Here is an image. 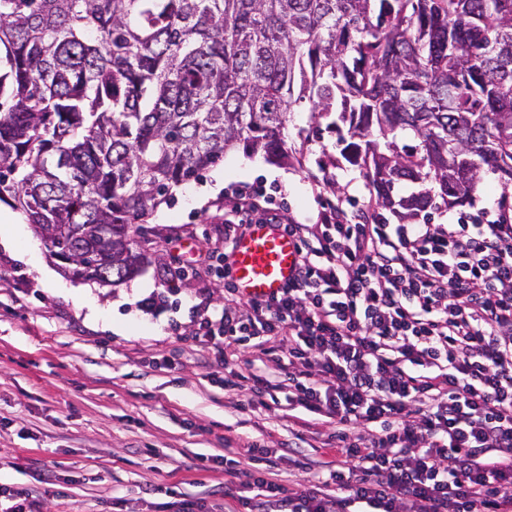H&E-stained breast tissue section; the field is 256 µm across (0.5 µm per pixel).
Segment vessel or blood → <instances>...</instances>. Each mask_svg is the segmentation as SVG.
Instances as JSON below:
<instances>
[{"instance_id":"1","label":"vessel or blood","mask_w":512,"mask_h":512,"mask_svg":"<svg viewBox=\"0 0 512 512\" xmlns=\"http://www.w3.org/2000/svg\"><path fill=\"white\" fill-rule=\"evenodd\" d=\"M299 260L297 244L273 224H252L237 238L230 276L246 297L266 298L285 288Z\"/></svg>"}]
</instances>
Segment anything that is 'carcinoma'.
<instances>
[{
    "instance_id": "cac0c4a2",
    "label": "carcinoma",
    "mask_w": 512,
    "mask_h": 512,
    "mask_svg": "<svg viewBox=\"0 0 512 512\" xmlns=\"http://www.w3.org/2000/svg\"><path fill=\"white\" fill-rule=\"evenodd\" d=\"M305 99L303 142L329 120L393 215L470 205L487 170L509 187L512 0H0V199L117 287L173 187L237 149L295 159Z\"/></svg>"
}]
</instances>
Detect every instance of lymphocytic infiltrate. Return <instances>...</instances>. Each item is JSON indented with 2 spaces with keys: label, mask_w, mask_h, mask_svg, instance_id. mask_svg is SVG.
I'll list each match as a JSON object with an SVG mask.
<instances>
[{
  "label": "lymphocytic infiltrate",
  "mask_w": 512,
  "mask_h": 512,
  "mask_svg": "<svg viewBox=\"0 0 512 512\" xmlns=\"http://www.w3.org/2000/svg\"><path fill=\"white\" fill-rule=\"evenodd\" d=\"M196 262L226 281L219 319L196 340L216 359L244 356L224 388L244 403L288 392L296 439L332 459L292 486L244 440L245 494L229 512H512V211L504 203L450 224H392L323 205L287 216L258 185ZM272 222L299 244L297 272L266 299L228 279L235 240Z\"/></svg>",
  "instance_id": "lymphocytic-infiltrate-1"
}]
</instances>
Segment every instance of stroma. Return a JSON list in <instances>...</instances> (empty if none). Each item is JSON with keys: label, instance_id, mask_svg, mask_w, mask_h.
<instances>
[{"label": "stroma", "instance_id": "stroma-1", "mask_svg": "<svg viewBox=\"0 0 512 512\" xmlns=\"http://www.w3.org/2000/svg\"><path fill=\"white\" fill-rule=\"evenodd\" d=\"M312 105L297 104L288 143L302 148L298 165H279L237 150L192 181L172 190L135 235L148 262L125 285L112 288L57 271L28 222L0 223V485L33 493L38 512H177L182 498L205 500L224 512V487L234 475L203 459L235 457L240 438L270 448L280 482L301 477V463L318 459V448L298 460L281 457L287 440L282 420L262 409L241 410L224 389V378L243 371L242 359L211 362L192 335L193 322L219 315L224 282L189 274L167 289L175 252L194 255L210 247L232 217V187L280 188L288 208L305 224L318 221L324 202L339 196L371 205L372 188L362 169L340 160L335 133L305 143ZM218 194L196 193L215 176ZM53 270V279L40 271ZM162 306L143 312V299ZM162 493L144 496L145 483Z\"/></svg>", "mask_w": 512, "mask_h": 512}]
</instances>
